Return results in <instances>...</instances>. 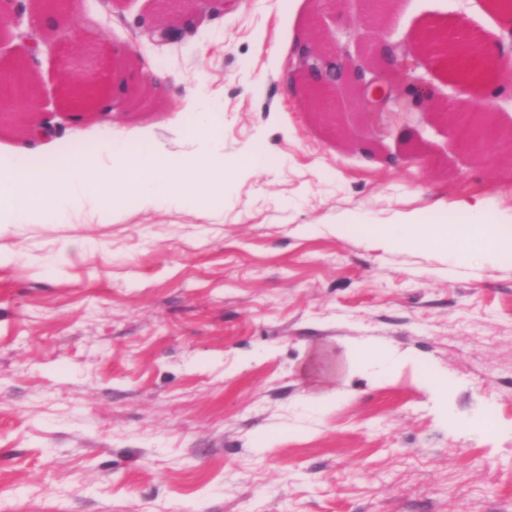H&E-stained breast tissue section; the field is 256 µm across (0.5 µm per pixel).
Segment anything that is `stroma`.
Wrapping results in <instances>:
<instances>
[{
	"mask_svg": "<svg viewBox=\"0 0 512 512\" xmlns=\"http://www.w3.org/2000/svg\"><path fill=\"white\" fill-rule=\"evenodd\" d=\"M165 8L78 0L67 23L0 26V71L31 61L39 110L67 115L61 150L139 132L191 151L207 109L212 149L257 168L219 208L128 199L0 229V512H512V256L375 237L400 213L466 223L473 197L512 221V143L475 155L439 117L492 103L512 123V79L462 94L455 60L420 50L433 32L512 56V25L490 0H179L199 24L159 44L141 21ZM345 31L410 54L435 104L396 87L366 120L339 91L336 134L277 50ZM86 74L121 102L69 119Z\"/></svg>",
	"mask_w": 512,
	"mask_h": 512,
	"instance_id": "1",
	"label": "stroma"
}]
</instances>
